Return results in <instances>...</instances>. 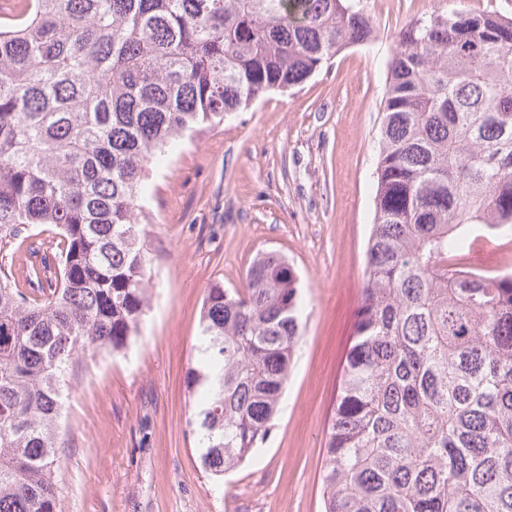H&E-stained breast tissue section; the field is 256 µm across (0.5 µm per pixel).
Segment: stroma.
<instances>
[{
    "instance_id": "stroma-1",
    "label": "stroma",
    "mask_w": 512,
    "mask_h": 512,
    "mask_svg": "<svg viewBox=\"0 0 512 512\" xmlns=\"http://www.w3.org/2000/svg\"><path fill=\"white\" fill-rule=\"evenodd\" d=\"M362 5L375 44L346 48L300 87L185 140L152 173L150 310L125 351L82 355L68 373L58 512H321L323 442L364 286L393 36L435 11L512 17V0ZM267 251L298 272L303 341L266 443L219 483L186 433L185 372L207 284L237 287Z\"/></svg>"
}]
</instances>
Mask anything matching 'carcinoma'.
Masks as SVG:
<instances>
[{
	"label": "carcinoma",
	"mask_w": 512,
	"mask_h": 512,
	"mask_svg": "<svg viewBox=\"0 0 512 512\" xmlns=\"http://www.w3.org/2000/svg\"><path fill=\"white\" fill-rule=\"evenodd\" d=\"M377 32L354 0H29L0 23V512H58L69 368L150 308V165ZM365 283L325 434L322 512H512V18L410 19L381 99ZM49 227L55 247L35 241ZM294 266L205 288L186 388L214 480L266 442L302 339ZM507 241L509 239L503 238L488 242L471 254L469 262L475 267L482 268L502 265L506 254L512 253V241L510 243H507ZM477 259L482 263L481 266L477 265Z\"/></svg>",
	"instance_id": "carcinoma-1"
}]
</instances>
